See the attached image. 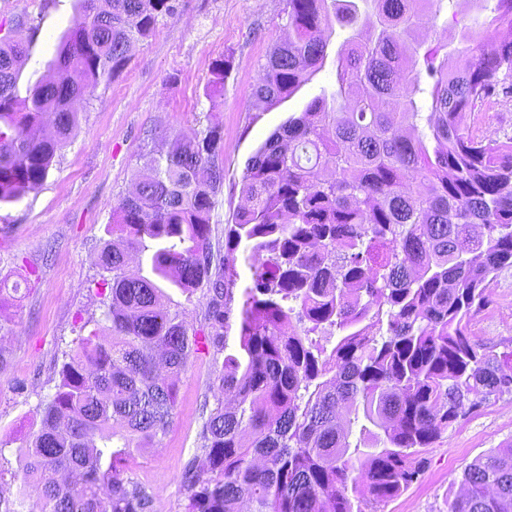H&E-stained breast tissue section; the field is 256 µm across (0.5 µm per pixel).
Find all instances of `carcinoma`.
I'll return each instance as SVG.
<instances>
[{"instance_id": "cac0c4a2", "label": "carcinoma", "mask_w": 512, "mask_h": 512, "mask_svg": "<svg viewBox=\"0 0 512 512\" xmlns=\"http://www.w3.org/2000/svg\"><path fill=\"white\" fill-rule=\"evenodd\" d=\"M444 0H286L253 96L291 97L327 57L326 29L351 26L337 89L273 132L249 159L246 205L216 256L210 220L224 185L221 131L177 135L113 208L98 265L111 331L63 353L40 426L19 454L41 512H149L123 476L134 452L161 442L176 379L193 354L224 355L200 452L181 475L186 512H361L398 496L423 454L487 397L512 393L500 360L467 331L501 269L512 266V137L472 134L469 118L512 78V0L457 31L464 48L436 61L416 32ZM57 47V77L20 95L23 44L0 39V203L46 180L79 124L75 104L118 74L176 0H77ZM147 255L146 262L131 263ZM243 259L239 349L225 353V287ZM191 299L194 329L163 285ZM330 328L329 348L313 338ZM363 411L361 440L336 423ZM448 512H512V446L465 470ZM169 293L173 300L181 302L186 307L188 323L194 328H199L206 305V290L199 289L193 296L191 302H187L183 295L174 290H169Z\"/></svg>"}]
</instances>
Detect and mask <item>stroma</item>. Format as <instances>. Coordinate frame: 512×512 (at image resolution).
<instances>
[{"label":"stroma","instance_id":"stroma-1","mask_svg":"<svg viewBox=\"0 0 512 512\" xmlns=\"http://www.w3.org/2000/svg\"><path fill=\"white\" fill-rule=\"evenodd\" d=\"M285 0H178L137 42L125 68L79 104V127L56 157L43 185L0 203V497L15 500L23 482L18 455L39 425L36 407L51 395L82 325L105 327L98 253L118 200L132 191L153 157L178 134L210 127L224 137V186L212 214L211 242L224 247V227L244 200L246 162L289 116L336 89L335 54L351 30L327 34L328 59L286 101L268 107L252 93L271 45L286 36ZM76 17L75 0H0V37L27 54L19 85L51 74L56 46ZM231 62L224 87L213 90L215 59ZM477 136L512 137V80L499 83L483 111L472 114ZM473 340L491 353L512 352V267L500 271L487 305L468 322ZM210 353L191 357L178 386L176 414L161 443L136 452L124 476L143 487L150 512H185L180 477L197 456L202 405L213 399ZM512 444V394L489 397L459 418L424 455L416 480L386 502L361 500V512H448L464 470Z\"/></svg>","mask_w":512,"mask_h":512}]
</instances>
